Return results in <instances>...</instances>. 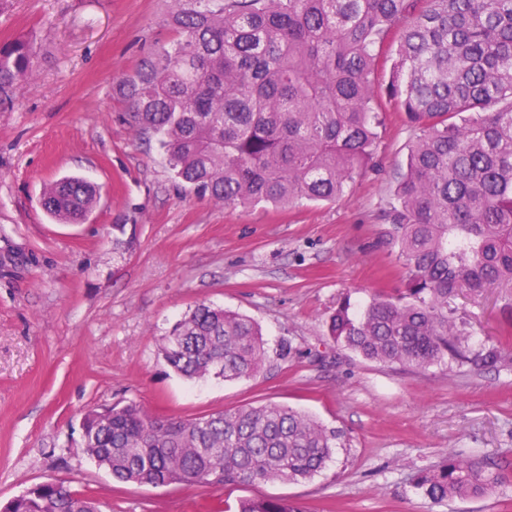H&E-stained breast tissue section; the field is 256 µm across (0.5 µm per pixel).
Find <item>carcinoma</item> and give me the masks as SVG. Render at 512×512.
Masks as SVG:
<instances>
[{
    "instance_id": "obj_1",
    "label": "carcinoma",
    "mask_w": 512,
    "mask_h": 512,
    "mask_svg": "<svg viewBox=\"0 0 512 512\" xmlns=\"http://www.w3.org/2000/svg\"><path fill=\"white\" fill-rule=\"evenodd\" d=\"M173 44L118 84L133 118L157 136L175 179L226 205L334 201L373 168L372 75L392 60L385 94L419 130L386 219V245L405 276L395 295L360 311L346 298L327 329L367 360L416 369L495 367L493 342L472 347L461 295L512 296V0H170ZM399 32L396 49L390 35ZM33 45L0 47V91L35 70ZM98 189L69 176L46 186L59 223L81 222ZM180 376L250 378L268 360L258 325L205 302L165 338ZM81 450L122 483L241 485L311 480L338 431L268 403L197 418L149 416L135 402L92 407ZM501 482L472 458L417 472L434 503L478 497ZM0 512H98L95 500L44 483ZM237 512H303L247 498Z\"/></svg>"
}]
</instances>
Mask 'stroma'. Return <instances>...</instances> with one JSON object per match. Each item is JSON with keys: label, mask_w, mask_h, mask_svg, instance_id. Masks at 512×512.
Here are the masks:
<instances>
[{"label": "stroma", "mask_w": 512, "mask_h": 512, "mask_svg": "<svg viewBox=\"0 0 512 512\" xmlns=\"http://www.w3.org/2000/svg\"><path fill=\"white\" fill-rule=\"evenodd\" d=\"M169 0H0V45L30 39L33 75L0 97V505L61 480L100 512H224L244 498H284L305 512H512V343L494 370L421 372L338 346L327 322L400 287L384 245L385 212L418 132L376 70L377 167L331 202L227 206L173 177L141 133L118 82L168 44ZM99 188L79 224L41 205L49 183ZM205 302L259 324L270 352L251 378L188 381L160 348ZM507 297L459 298L474 345L512 328ZM290 353L280 358V344ZM133 401L150 415L195 418L277 403L340 433L315 478L215 487L113 481L80 449L90 407ZM494 464L482 497L436 504L417 471L446 456Z\"/></svg>", "instance_id": "35a3bbf8"}]
</instances>
